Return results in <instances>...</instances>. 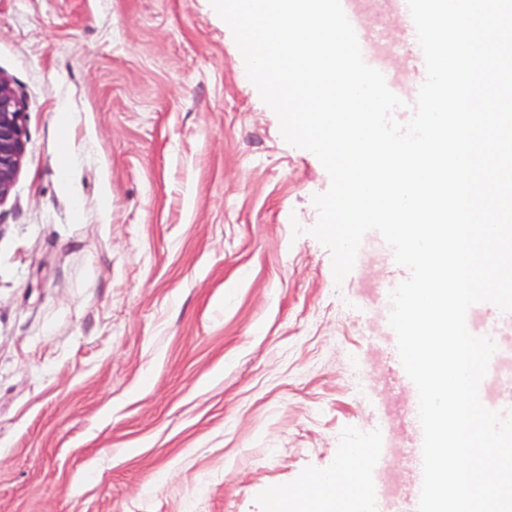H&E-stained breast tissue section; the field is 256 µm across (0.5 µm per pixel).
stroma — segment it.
I'll list each match as a JSON object with an SVG mask.
<instances>
[{"mask_svg": "<svg viewBox=\"0 0 512 512\" xmlns=\"http://www.w3.org/2000/svg\"><path fill=\"white\" fill-rule=\"evenodd\" d=\"M0 75L29 135L0 203V512L311 510L352 448L411 496L410 272L370 231L335 282L330 178L210 0H0Z\"/></svg>", "mask_w": 512, "mask_h": 512, "instance_id": "obj_1", "label": "stroma"}]
</instances>
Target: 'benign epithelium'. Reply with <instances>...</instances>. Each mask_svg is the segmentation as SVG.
<instances>
[{"mask_svg":"<svg viewBox=\"0 0 512 512\" xmlns=\"http://www.w3.org/2000/svg\"><path fill=\"white\" fill-rule=\"evenodd\" d=\"M27 147L24 108L11 82L0 76V203L14 187Z\"/></svg>","mask_w":512,"mask_h":512,"instance_id":"benign-epithelium-1","label":"benign epithelium"}]
</instances>
